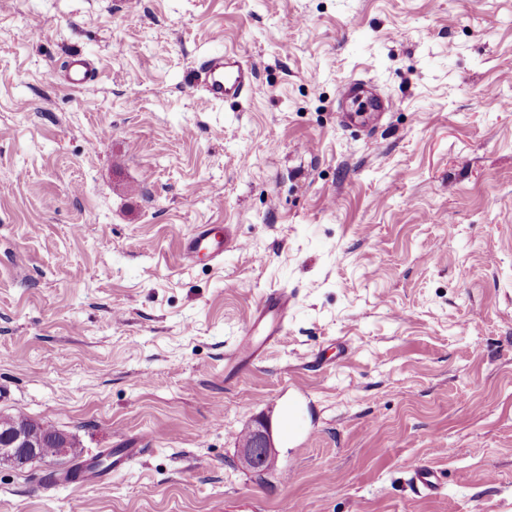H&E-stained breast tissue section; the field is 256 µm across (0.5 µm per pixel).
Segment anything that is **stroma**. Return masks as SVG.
<instances>
[{
    "instance_id": "35a3bbf8",
    "label": "stroma",
    "mask_w": 512,
    "mask_h": 512,
    "mask_svg": "<svg viewBox=\"0 0 512 512\" xmlns=\"http://www.w3.org/2000/svg\"><path fill=\"white\" fill-rule=\"evenodd\" d=\"M124 2L0 0V414L142 454L104 488L2 464L0 512H512V0ZM220 49L253 95L193 85ZM200 224L238 248L189 263ZM271 288L287 333L226 382ZM93 70V65L89 60L81 56H73L69 61L65 79L72 86L80 87L89 80ZM339 100L350 107L348 112H369L370 116L376 118L392 109V101L365 79L343 83L339 88ZM243 459L252 470H268L275 459V446L272 434L262 425L250 432L248 441L242 447ZM410 482L417 493L435 494L442 489L439 474L428 466L412 465Z\"/></svg>"
}]
</instances>
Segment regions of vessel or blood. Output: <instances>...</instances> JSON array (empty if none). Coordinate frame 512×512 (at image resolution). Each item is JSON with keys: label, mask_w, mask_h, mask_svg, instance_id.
Segmentation results:
<instances>
[{"label": "vessel or blood", "mask_w": 512, "mask_h": 512, "mask_svg": "<svg viewBox=\"0 0 512 512\" xmlns=\"http://www.w3.org/2000/svg\"><path fill=\"white\" fill-rule=\"evenodd\" d=\"M92 72L93 65L89 60L75 56L69 61L65 78L72 86L80 87L89 80ZM194 81L213 102L241 99L256 89L253 67L229 50L203 60L194 75ZM339 99L351 111L366 112L376 118L392 108L391 100L365 79L343 83L339 88ZM234 246L235 242L228 232L210 224H202L184 240L183 252L191 259L204 255L217 262L223 258L225 251ZM294 304L293 292L285 288H275L261 295L248 313L236 346L224 356L227 380H234L255 367L263 360L269 348L280 342L286 332L288 313ZM140 454V449L133 445L113 449L111 472H85L82 475L83 484L107 486L111 475L123 472ZM410 482L419 493L435 494L442 488L437 471L427 466L412 465Z\"/></svg>", "instance_id": "obj_1"}]
</instances>
